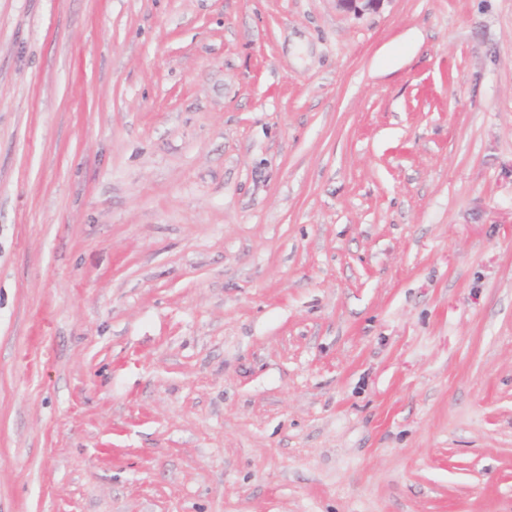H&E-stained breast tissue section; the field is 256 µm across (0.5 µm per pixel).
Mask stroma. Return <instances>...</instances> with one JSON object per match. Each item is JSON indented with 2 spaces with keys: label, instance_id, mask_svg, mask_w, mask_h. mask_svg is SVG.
<instances>
[{
  "label": "stroma",
  "instance_id": "1",
  "mask_svg": "<svg viewBox=\"0 0 512 512\" xmlns=\"http://www.w3.org/2000/svg\"><path fill=\"white\" fill-rule=\"evenodd\" d=\"M0 512H512V0H0Z\"/></svg>",
  "mask_w": 512,
  "mask_h": 512
}]
</instances>
